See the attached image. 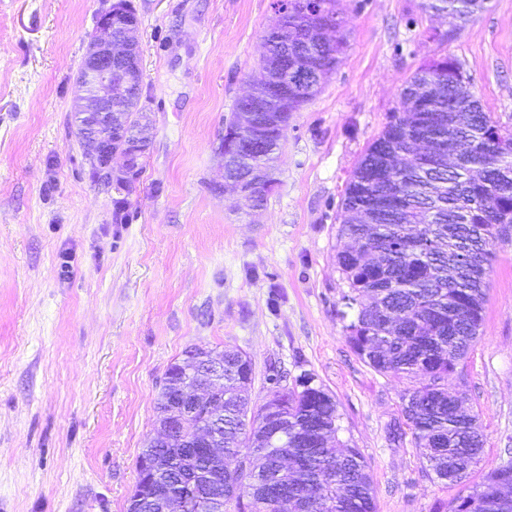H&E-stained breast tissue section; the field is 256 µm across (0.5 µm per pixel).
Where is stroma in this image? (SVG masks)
I'll use <instances>...</instances> for the list:
<instances>
[{
  "label": "stroma",
  "instance_id": "1",
  "mask_svg": "<svg viewBox=\"0 0 512 512\" xmlns=\"http://www.w3.org/2000/svg\"><path fill=\"white\" fill-rule=\"evenodd\" d=\"M112 0H0V512H127L168 367L236 347L251 396L301 375L331 393L376 512H434L512 462V241L497 243L479 337L449 381L485 436L447 487L422 473L402 396L422 378L375 372L346 339L336 254L347 181L405 83L457 60L512 126V0L449 26L423 0H338L344 47L293 112L278 183L245 212L223 189L219 139L275 25L273 0H131L151 145L119 186L93 179L73 81Z\"/></svg>",
  "mask_w": 512,
  "mask_h": 512
}]
</instances>
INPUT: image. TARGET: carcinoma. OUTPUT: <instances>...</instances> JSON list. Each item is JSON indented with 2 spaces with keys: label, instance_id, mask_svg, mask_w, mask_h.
Masks as SVG:
<instances>
[{
  "label": "carcinoma",
  "instance_id": "1",
  "mask_svg": "<svg viewBox=\"0 0 512 512\" xmlns=\"http://www.w3.org/2000/svg\"><path fill=\"white\" fill-rule=\"evenodd\" d=\"M337 0H314L316 13L300 9L301 0H288V36L316 48L313 62L322 79L332 75L344 45L340 35L326 37L324 26L339 29ZM484 0H428L424 8L448 17L449 25L482 10ZM265 40L269 55L253 77L277 81L281 75L273 55L278 50L275 32ZM464 73L454 59L443 58L420 68L404 88L400 108L381 134L368 146L354 170L342 202L340 234L362 238L355 215L372 199L376 186L369 174L390 154L401 157L398 178L403 197L397 201L401 219L384 225L381 241L364 251L346 248L337 253V264L348 284L345 305L356 310L345 326L354 352L380 373L421 376L427 384L407 391L402 413L412 442L423 459L427 477L446 485L458 484L460 471L468 469L463 456H481L483 434L477 419L454 413L448 401V380L478 339L485 306V279L491 268L493 248L499 241L496 225H512V130L500 126L484 110L471 88L460 89L453 81ZM435 84L436 94L419 107L414 87ZM142 72L133 74L128 102L121 112H144ZM446 117L427 127L440 143L457 137L463 145L464 164L450 169L438 161L420 162L405 156L408 140L419 130L422 118ZM225 349L224 386L238 389L236 401L226 408L248 420L259 414L248 391L235 384V355ZM271 394L285 406L288 446L278 447L264 439L265 455L249 462L250 472L241 471L242 451L252 446V435L239 437L224 431V483L207 479V460L189 448H163L147 442L140 459L166 466L161 475L148 467L139 472L138 495L161 496L175 490L181 475H197L203 493L222 495L237 512H267V484L276 473L288 491V499L313 498V512H375V491L367 463L360 450L338 438L339 414L328 392L320 393L297 381L284 391L276 386ZM157 420L170 421L176 409L167 389H162ZM318 443L316 458L304 467L287 469L285 459L301 454L304 442ZM512 485V463L487 473L483 482L466 494L441 504L436 512H512V501L494 496L500 485Z\"/></svg>",
  "mask_w": 512,
  "mask_h": 512
}]
</instances>
